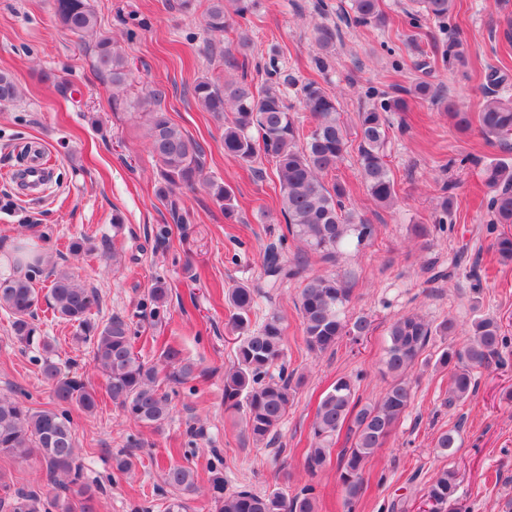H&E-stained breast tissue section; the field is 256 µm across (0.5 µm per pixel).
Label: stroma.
<instances>
[{
	"instance_id": "obj_1",
	"label": "stroma",
	"mask_w": 512,
	"mask_h": 512,
	"mask_svg": "<svg viewBox=\"0 0 512 512\" xmlns=\"http://www.w3.org/2000/svg\"><path fill=\"white\" fill-rule=\"evenodd\" d=\"M177 2L91 0L99 31L128 59L133 76L128 95L147 82L165 88L170 118L205 148L208 175L233 189L234 215L225 216L200 187L184 192L188 221L175 223L157 195L158 164L143 118L112 110V85L94 69V37L80 40L63 29L54 18V0H0V72L9 73L22 91L18 102L0 106V275L9 272L8 259L20 238L42 245L47 259L70 268L98 292L92 321L123 315L139 331L134 350L145 362L159 363L160 342L170 338L204 371L193 386H177L171 417L158 430L125 421L108 400L94 414L73 412L79 460L90 482L104 489L99 512H134L146 500L164 503V468L187 462L205 474L213 448L224 457L229 486L265 491L276 485L292 494L311 484L318 512H344L336 460L314 474L304 467L311 423L323 392L337 378L362 373L357 391L362 402L383 394L392 381L381 358L393 319L418 313L437 323L452 315L466 327L477 316L492 315L512 338V264H500L494 256L480 206L487 193L482 165L512 161V151L489 145L477 131H457L436 105L411 97L405 111L389 115L393 206L370 197L358 176L357 155L349 153L336 176L351 190L348 207L375 224L378 237L365 253L345 256L339 266L356 273L350 314L368 316L372 329L360 341L346 339L315 354L303 339L300 282L284 283L272 303H261V313L273 309L283 320L287 359L299 385L276 444H253L243 439L238 418L224 410V370L235 357L224 293L237 283L260 281L263 249L283 219L271 164L261 159L249 166L226 157L221 129L191 94L198 77L237 76L204 46L210 41L220 48L225 40L248 36L254 84L265 79L264 61L277 55L283 74L300 84L317 80L334 94L351 127L358 112L421 80L476 112L490 88V70L507 74L496 90L512 97V41L504 36L512 0H454L444 27L426 17L412 20L411 0H382L383 27L347 24L350 0H255L247 19L232 23L224 37L204 30L207 0H197L191 12L181 11ZM321 25L336 30L326 53L315 41ZM450 37L463 42L465 64L443 62ZM421 58L429 59L431 68L419 70ZM31 142L45 145L52 184L26 195L11 173ZM445 182L455 186V227L421 247L409 227L431 223L438 187ZM163 227L169 230L164 239L158 236ZM83 236L96 250L73 256L69 244ZM104 246L118 252L120 267L104 260ZM463 247L482 276L480 291H473L465 276L435 280L422 267L426 261L447 267ZM158 277L171 288L167 318L159 325L144 306ZM39 318L62 370H85L94 386L103 387L89 345L74 340L75 328L44 309ZM441 348V342H433L412 369L413 402L386 445L368 460L358 512H386L395 499L406 512H420L426 485L449 466L459 472V495L468 512H502L512 500V361L480 369L474 397L451 406L448 372L435 364ZM35 357V351L15 343L9 319L0 312V395L49 408L53 398ZM446 430L455 431L458 440L452 458L434 448ZM191 442L197 450L188 457L184 451ZM120 452L133 460L131 472L114 468L112 459Z\"/></svg>"
}]
</instances>
